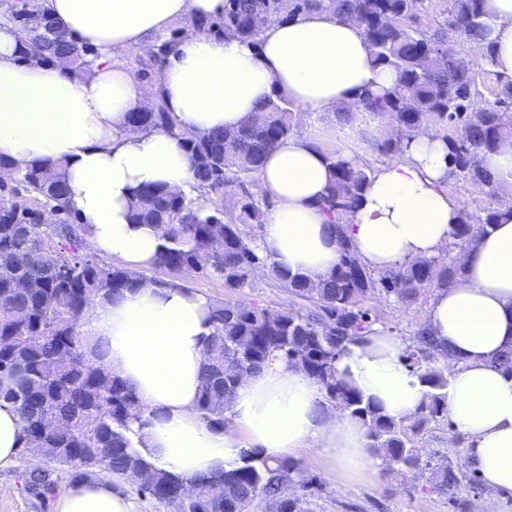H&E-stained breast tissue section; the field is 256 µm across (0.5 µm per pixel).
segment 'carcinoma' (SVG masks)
Listing matches in <instances>:
<instances>
[{"label": "carcinoma", "mask_w": 512, "mask_h": 512, "mask_svg": "<svg viewBox=\"0 0 512 512\" xmlns=\"http://www.w3.org/2000/svg\"><path fill=\"white\" fill-rule=\"evenodd\" d=\"M481 3L446 0L443 17L431 23L422 21L428 0H224V15L201 21L199 29L253 39L269 22L304 11L359 22L376 65L397 77L385 94L364 93L353 103L402 129L401 135L379 143L378 154L399 152L403 140L431 127L449 144L451 176L492 193L496 184L481 157L503 136L512 135V75L495 70ZM0 17L27 28L22 47L26 59L67 57L81 70L96 56L90 45L53 24L43 0H26L25 6L10 7ZM175 44L173 37L156 39L137 60L140 75L153 79ZM473 50L482 61L479 72L460 64V56ZM486 94L485 106L475 108ZM131 119L146 129L170 123L159 100L154 111L134 112ZM296 132L294 104L275 94L236 130L181 133L197 197L147 187L132 203V222L155 225L165 239L152 270L192 268L236 290L249 285V270L258 264L302 302L298 309L278 311L242 301L216 305L214 329L205 342L201 415L210 425L224 427V410L244 377L279 356L315 379L331 406L366 428L382 466L417 469L415 435L426 424L448 418L452 355L437 348L428 326L416 332L406 359L426 392L408 423L384 414L348 386L338 376L336 362L348 343L370 330L361 299L385 294L409 303L423 288L453 284L464 275V266L448 252L397 271L367 268L345 236L344 224L373 169L366 162L351 166L334 151L328 156L334 178L322 209L340 245L339 262L326 276H284L261 252L253 233L264 224L269 204L248 185L278 142ZM498 216L493 205L477 214L462 211L448 249L473 248ZM85 244L84 227L58 166L29 165L0 186V377L13 381L12 387L0 389V399L11 402L19 414L21 451L51 467L67 466L72 481L111 483L131 475L137 495L155 512H252L258 500L267 512H310L308 499L284 494L290 485L307 492L317 489L316 479L290 458L271 463L256 452L247 453L238 468L196 483L195 497L185 500L180 478L128 451L131 423L146 410L128 385L87 362L78 321L92 298L118 295L147 277L102 263ZM41 248L55 253V263L30 261ZM440 357L448 359L444 368L434 364ZM434 479L438 492L454 495L477 477L468 462L450 460L435 470Z\"/></svg>", "instance_id": "carcinoma-1"}]
</instances>
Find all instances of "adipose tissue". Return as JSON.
Wrapping results in <instances>:
<instances>
[{
	"instance_id": "1",
	"label": "adipose tissue",
	"mask_w": 512,
	"mask_h": 512,
	"mask_svg": "<svg viewBox=\"0 0 512 512\" xmlns=\"http://www.w3.org/2000/svg\"><path fill=\"white\" fill-rule=\"evenodd\" d=\"M45 3L57 26L97 56L84 77L57 61L25 59L24 34L0 21V158L19 167L61 165L89 247L133 272L149 267L162 243L154 227L131 223L134 193L160 185L195 195L180 132L237 128L277 91L300 111L323 116L395 84L392 71L372 63L357 22L310 11L270 22L254 43L186 31L145 86L120 53L150 45L175 23L221 16L224 0ZM482 6L492 20L496 69L512 74V0ZM158 97L173 127L133 128L131 113ZM385 136L380 121L359 111L331 136L294 134L268 155L257 191L272 207L259 245L282 272L317 277L336 266L340 246L321 209L333 179L327 156L336 151L360 163ZM449 169L448 144L432 131L415 134L403 154L378 166L345 226L362 262L395 271L441 254L461 212L448 192ZM463 264L464 275L434 295L428 327L456 361L448 416L471 441L470 464L489 487L512 495V373L497 363L512 350V212ZM210 312V301L192 288L152 281L86 306L80 331L89 361L104 363L149 412L134 452L189 485L239 466L251 450L274 461L312 448L345 478L369 473L375 452L365 427L322 412L319 384L279 358L237 388L229 407L235 427L214 428L201 418ZM401 351L395 336L375 328L337 361L343 379L397 420L412 417L425 394ZM53 512H135V503L109 482L77 480L57 494Z\"/></svg>"
}]
</instances>
